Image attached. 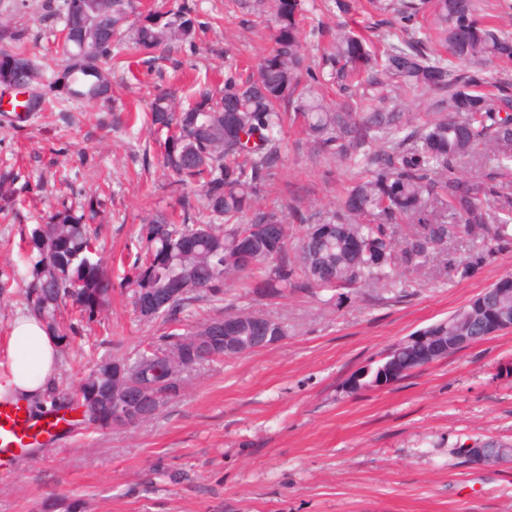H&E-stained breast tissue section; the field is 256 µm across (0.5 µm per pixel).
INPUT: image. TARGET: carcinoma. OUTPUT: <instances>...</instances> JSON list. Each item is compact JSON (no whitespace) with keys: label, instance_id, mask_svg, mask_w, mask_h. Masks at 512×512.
<instances>
[{"label":"carcinoma","instance_id":"1","mask_svg":"<svg viewBox=\"0 0 512 512\" xmlns=\"http://www.w3.org/2000/svg\"><path fill=\"white\" fill-rule=\"evenodd\" d=\"M377 15L396 14L397 37L420 25L424 37L401 39L377 49L348 25L336 31L314 68L307 63L301 24L304 0H244L264 25L271 48L257 73H224V86L204 89L187 105L177 90L161 88L151 102V124L165 134L163 161L176 176L182 223L163 214L142 218L144 251L133 261L132 302L169 296L162 308L142 313L145 321H172L199 298H224V288L241 283L261 296L291 287L335 291L362 282L393 283L397 270L418 272L433 255L448 253V241L480 237L489 248L507 241L512 214L490 213V200L503 196L490 175H463L467 165L490 161L512 167V93L502 87L489 96L485 79L471 63L512 61V37L485 21L481 0H368ZM135 25H128L131 15ZM66 65L50 77L36 67L26 48V31L0 23V85L9 82L6 65L27 67L36 94L25 111L44 112L53 100L88 105L112 101L108 61L124 53L149 64L155 53L193 44L203 23L192 0L171 5L154 0L139 10L136 0H63ZM344 93L341 104L327 103L322 88ZM435 90L443 96L423 114L365 108L363 97L385 101L401 88ZM300 122L315 150L341 161L365 147L364 166L332 215L318 230L308 228L300 250H289L288 218L261 208V194L281 158V134L288 118ZM96 201L81 210L51 211L26 236L29 282L27 305L59 343L72 327L58 320L67 304L89 321L111 304L112 282L98 258L100 243L89 222ZM408 225L402 241L393 226ZM191 236L196 248L183 249ZM250 236L245 251L239 237ZM435 322L433 336L463 334L469 309ZM234 318L241 343L257 334L252 313L228 311L183 333L170 332L133 358L103 357L82 378L72 396L51 392L53 405L87 410L96 429L137 427L153 419L179 396L184 375L224 355V319ZM194 336H211L216 350L196 349ZM142 390L158 395L153 412L134 419L124 414V396Z\"/></svg>","mask_w":512,"mask_h":512}]
</instances>
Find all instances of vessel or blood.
Instances as JSON below:
<instances>
[{
    "instance_id": "vessel-or-blood-1",
    "label": "vessel or blood",
    "mask_w": 512,
    "mask_h": 512,
    "mask_svg": "<svg viewBox=\"0 0 512 512\" xmlns=\"http://www.w3.org/2000/svg\"><path fill=\"white\" fill-rule=\"evenodd\" d=\"M20 405L0 402V454L19 455L54 437L65 422L64 417L35 420L20 413Z\"/></svg>"
}]
</instances>
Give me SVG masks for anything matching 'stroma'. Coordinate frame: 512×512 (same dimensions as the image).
Here are the masks:
<instances>
[{
	"label": "stroma",
	"instance_id": "stroma-1",
	"mask_svg": "<svg viewBox=\"0 0 512 512\" xmlns=\"http://www.w3.org/2000/svg\"><path fill=\"white\" fill-rule=\"evenodd\" d=\"M206 27L152 66L114 69V96L133 119L113 127L112 106L63 103L18 121L0 112V170L25 189L0 201V377L9 372L10 330L27 312L22 238L61 205L99 203L96 225L112 277V305L99 321L75 322L60 349L56 385L73 389L108 354L131 355L171 330L136 317L126 278L142 216L177 211L173 175L148 120L156 86L181 100L221 84L229 66L255 67L267 44L244 10L197 0ZM62 0H0V21L26 29L29 56L45 71L64 60ZM368 19L315 0L303 23L306 53L322 60L329 29ZM358 173L351 161L314 152L296 125L263 204H300L318 224ZM512 277V242L485 254L481 240L449 242L421 273L398 284L344 290H285L267 298L232 287L200 299L178 321L241 309L277 318L282 339L207 363L180 395L135 428L97 430L74 420L42 448L0 467V512H512V468H471L455 455L488 439L512 443V330L472 344L383 388L346 382L392 344L448 317Z\"/></svg>",
	"mask_w": 512,
	"mask_h": 512
}]
</instances>
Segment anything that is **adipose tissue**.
Listing matches in <instances>:
<instances>
[{"mask_svg":"<svg viewBox=\"0 0 512 512\" xmlns=\"http://www.w3.org/2000/svg\"><path fill=\"white\" fill-rule=\"evenodd\" d=\"M11 365L0 395H8L21 403L43 398L53 384L57 369L58 342L43 323L34 316L16 319L11 331Z\"/></svg>","mask_w":512,"mask_h":512,"instance_id":"obj_1","label":"adipose tissue"}]
</instances>
